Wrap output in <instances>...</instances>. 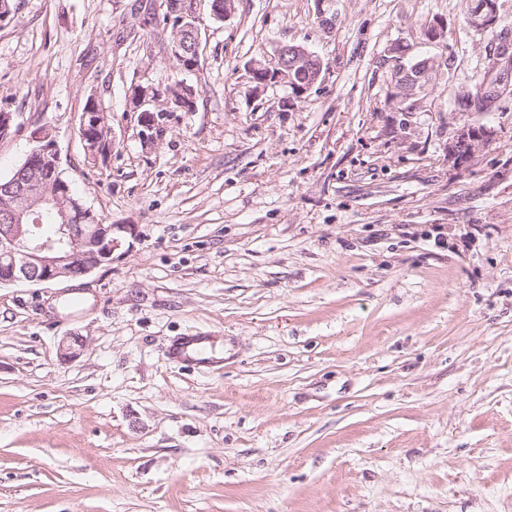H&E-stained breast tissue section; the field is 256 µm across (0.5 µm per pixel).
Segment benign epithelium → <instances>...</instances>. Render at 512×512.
I'll use <instances>...</instances> for the list:
<instances>
[{"label": "benign epithelium", "mask_w": 512, "mask_h": 512, "mask_svg": "<svg viewBox=\"0 0 512 512\" xmlns=\"http://www.w3.org/2000/svg\"><path fill=\"white\" fill-rule=\"evenodd\" d=\"M318 18L323 30L336 27V0H317ZM172 15L177 24L172 29L169 46L178 69L193 72L201 60L200 29L186 23L197 15V0H180ZM465 16L470 27L489 30L496 27L499 16L496 0H486L475 7L465 2ZM192 33V40L179 41L180 31ZM276 71L254 61L249 67L251 82L261 88L288 82V72L316 60L303 47L277 51ZM424 90L421 80L412 79L396 87L397 97L409 101ZM156 88L141 85L132 87L129 95L130 111L138 114L141 142L148 146L160 137L158 117L172 111H186L195 104V90L183 85L179 96L161 105ZM101 112L81 115L78 135L88 157L97 161L109 158L112 152V128L102 120ZM44 211L57 215L53 235L39 233V216ZM134 229L128 224H104L93 218V213L82 201L71 195L69 181L63 176L58 143L48 125L37 128L32 135V147L27 153L20 173L0 180V285L16 283H51L86 276L112 263L113 253L120 249L124 235Z\"/></svg>", "instance_id": "7a95c632"}]
</instances>
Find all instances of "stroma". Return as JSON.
I'll return each instance as SVG.
<instances>
[{"label": "stroma", "instance_id": "35a3bbf8", "mask_svg": "<svg viewBox=\"0 0 512 512\" xmlns=\"http://www.w3.org/2000/svg\"><path fill=\"white\" fill-rule=\"evenodd\" d=\"M159 3L14 0L0 25V178L51 125L74 193L134 228L87 276L0 286V512H512V97L455 101L512 0L493 32L462 0H336L329 33L316 0L222 21L198 0L195 109L146 146L128 89L177 73L168 30L137 21ZM398 42L440 62L406 112ZM284 44L320 82L254 93L249 63ZM91 95L103 165L77 134ZM467 125L491 137L459 160ZM192 330L221 369L169 359Z\"/></svg>", "mask_w": 512, "mask_h": 512}]
</instances>
